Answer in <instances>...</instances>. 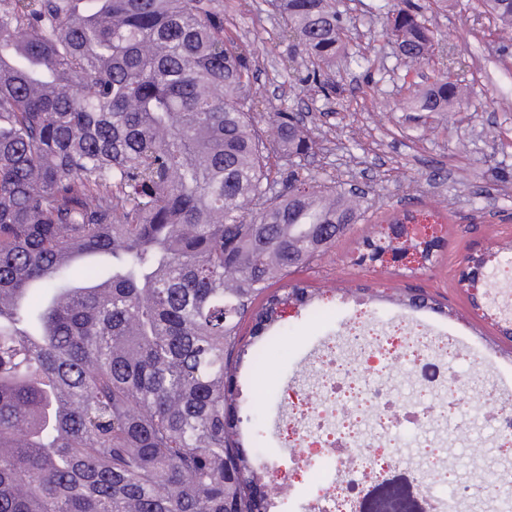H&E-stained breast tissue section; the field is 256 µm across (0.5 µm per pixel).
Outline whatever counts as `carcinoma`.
Here are the masks:
<instances>
[{
	"instance_id": "cac0c4a2",
	"label": "carcinoma",
	"mask_w": 512,
	"mask_h": 512,
	"mask_svg": "<svg viewBox=\"0 0 512 512\" xmlns=\"http://www.w3.org/2000/svg\"><path fill=\"white\" fill-rule=\"evenodd\" d=\"M502 29L512 0H483ZM279 37L325 94L345 27L332 0H276ZM411 66L438 40L392 14ZM254 71L220 0H0V512H270L237 439L241 335L284 321L288 288L364 214L255 117ZM443 73L411 97L446 112Z\"/></svg>"
}]
</instances>
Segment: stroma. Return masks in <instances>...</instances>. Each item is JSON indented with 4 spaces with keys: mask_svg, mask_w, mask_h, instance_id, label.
<instances>
[{
    "mask_svg": "<svg viewBox=\"0 0 512 512\" xmlns=\"http://www.w3.org/2000/svg\"><path fill=\"white\" fill-rule=\"evenodd\" d=\"M221 2L226 34L244 45L254 65L260 127L279 108L302 114L316 143L305 170L319 181L359 180L368 187V221L353 225L311 268L290 276L327 298L330 309L289 318L269 360L253 373L238 370L240 428H261L263 456L289 473L296 451L282 446L277 433L288 410L286 391L315 393L316 380L304 368L328 342H336L346 359L359 357L360 342L349 329L356 307L367 310L366 325L378 333L397 324L412 332L453 333L463 349L450 368L468 376L469 385L459 395V412L431 421L429 452L416 448L409 456L417 468H448L447 483L433 489L438 497L470 483L469 498L458 509L476 512L475 477L512 467V456L499 455L491 433L471 422L495 394L512 389V337L475 314L458 277L468 252L512 246V32L501 33L480 0H418L437 38L457 45L454 75L471 94L447 112H414L410 94L431 82L439 64L409 67L393 49L387 29L399 0H335L350 23L348 53L365 64L337 62L330 95L303 84L306 64L289 57L279 38L281 19L268 0ZM410 205L433 215L442 229L444 245L433 266L414 274L355 264L359 243ZM415 290L441 303L443 313L408 307Z\"/></svg>",
    "mask_w": 512,
    "mask_h": 512,
    "instance_id": "stroma-1",
    "label": "stroma"
}]
</instances>
